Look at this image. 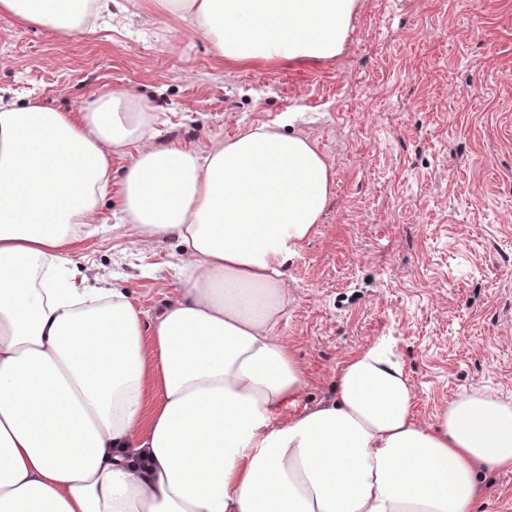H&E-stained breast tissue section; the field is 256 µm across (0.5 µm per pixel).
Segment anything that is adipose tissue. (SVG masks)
<instances>
[{
    "mask_svg": "<svg viewBox=\"0 0 512 512\" xmlns=\"http://www.w3.org/2000/svg\"><path fill=\"white\" fill-rule=\"evenodd\" d=\"M137 6L226 61L274 64L336 60L359 0ZM126 11L0 0V18L64 37ZM295 118L198 150L156 146L154 107L123 88L66 111L0 97V512H475L482 481L512 470V399L465 391L420 423L385 339L278 420L308 386L277 333L284 267L336 184ZM111 195L144 245L181 247L176 295L148 324L127 290L76 269Z\"/></svg>",
    "mask_w": 512,
    "mask_h": 512,
    "instance_id": "1",
    "label": "adipose tissue"
}]
</instances>
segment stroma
Returning a JSON list of instances; mask_svg holds the SVG:
<instances>
[{
	"label": "stroma",
	"instance_id": "35a3bbf8",
	"mask_svg": "<svg viewBox=\"0 0 512 512\" xmlns=\"http://www.w3.org/2000/svg\"><path fill=\"white\" fill-rule=\"evenodd\" d=\"M115 87L157 108L160 145L204 149L300 108L298 130L336 171L286 266L294 301L278 333L310 385L279 419L382 337L421 423L465 390L512 397V0H361L339 59L278 66L227 63L172 17L66 38L0 18V96L65 110ZM102 210L78 266L151 321L173 293L176 243L145 247L116 205ZM478 512H512V471L485 479Z\"/></svg>",
	"mask_w": 512,
	"mask_h": 512
}]
</instances>
